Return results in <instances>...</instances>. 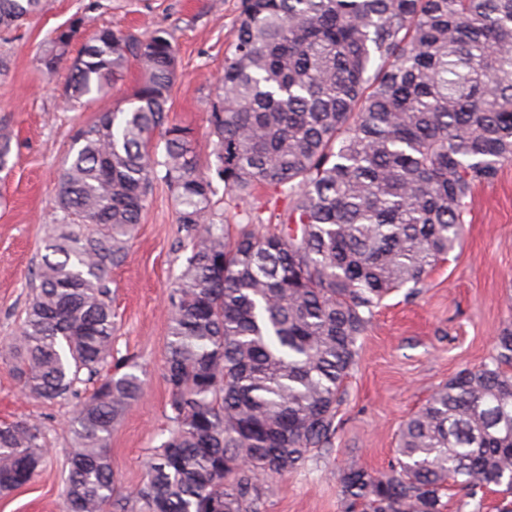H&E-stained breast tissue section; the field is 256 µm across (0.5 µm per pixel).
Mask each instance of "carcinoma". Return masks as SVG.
I'll return each mask as SVG.
<instances>
[{"label":"carcinoma","instance_id":"carcinoma-1","mask_svg":"<svg viewBox=\"0 0 512 512\" xmlns=\"http://www.w3.org/2000/svg\"><path fill=\"white\" fill-rule=\"evenodd\" d=\"M41 0H0V28ZM78 16L37 58L67 65L64 105L86 110L135 58L130 107L81 126L60 173L55 223L18 336L21 388L76 400L66 512H107L112 430L142 382L112 366V267L156 181L172 190L191 256L168 295L172 428L138 512H261L270 479L329 447L342 386L383 299L417 286L460 243L476 189L512 162V0H240L224 73L206 101L214 172L193 131L168 121L176 46ZM164 143L163 155L153 144ZM12 134L0 126V170ZM239 201L288 198L231 232L214 180ZM30 419L0 424V494L47 451ZM345 512H445L458 491L512 494V325L403 423L385 471L341 476Z\"/></svg>","mask_w":512,"mask_h":512}]
</instances>
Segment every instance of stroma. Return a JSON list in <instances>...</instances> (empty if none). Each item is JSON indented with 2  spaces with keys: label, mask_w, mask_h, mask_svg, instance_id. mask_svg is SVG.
Listing matches in <instances>:
<instances>
[{
  "label": "stroma",
  "mask_w": 512,
  "mask_h": 512,
  "mask_svg": "<svg viewBox=\"0 0 512 512\" xmlns=\"http://www.w3.org/2000/svg\"><path fill=\"white\" fill-rule=\"evenodd\" d=\"M239 0H43L22 27L0 31V125L15 134L14 166L0 172V348L16 335L55 217L58 174L76 128L100 113L127 108L139 80L136 61L107 95L84 112L61 107L63 76L46 77L35 58L51 30L76 16L138 35L168 31L178 47L169 118L193 129L202 169L216 159L208 137L206 101L224 71ZM169 187L155 183L129 256L111 272L115 360L134 365L142 397L127 410L110 441L118 492L135 498L154 451L171 427L164 378L167 294L187 265ZM512 323V163L478 188L461 247L439 262L413 295L395 292L377 308L359 341L345 382L331 448L300 469L272 480L263 512H344L342 468L386 469L405 420L457 372L489 361L499 332ZM72 401L25 395L0 359V421L41 422L48 455L28 484L0 496V512H64L72 440Z\"/></svg>",
  "instance_id": "stroma-1"
}]
</instances>
